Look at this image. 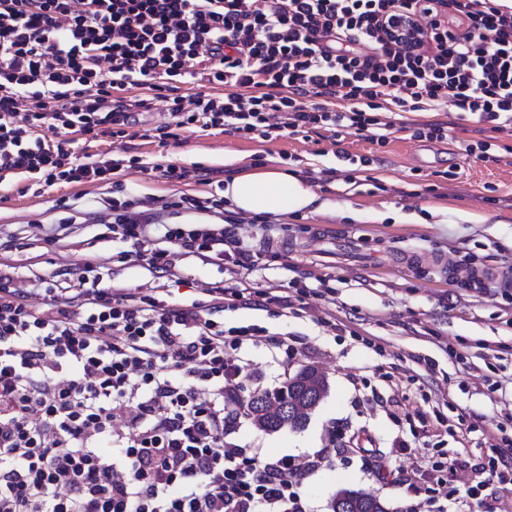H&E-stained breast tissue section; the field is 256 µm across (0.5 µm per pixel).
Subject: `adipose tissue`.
I'll list each match as a JSON object with an SVG mask.
<instances>
[{"instance_id":"ef3b65f1","label":"adipose tissue","mask_w":512,"mask_h":512,"mask_svg":"<svg viewBox=\"0 0 512 512\" xmlns=\"http://www.w3.org/2000/svg\"><path fill=\"white\" fill-rule=\"evenodd\" d=\"M224 197L243 214L315 212L319 197L296 175L274 168L246 169L224 183Z\"/></svg>"}]
</instances>
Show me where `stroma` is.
I'll return each instance as SVG.
<instances>
[{"label": "stroma", "instance_id": "35a3bbf8", "mask_svg": "<svg viewBox=\"0 0 512 512\" xmlns=\"http://www.w3.org/2000/svg\"><path fill=\"white\" fill-rule=\"evenodd\" d=\"M216 90L192 77L157 90L125 88V97L151 106L132 112L130 145L140 162L116 174L115 188L55 185L33 194L25 178L0 180V268L15 273L37 306L48 279L84 263L97 266L103 286L180 303L203 299L209 284H244L255 295L302 288V303L288 315L228 309L224 325L254 324L288 340L284 350L262 342L238 349L248 389H274L314 364L328 392L303 428L264 432L245 418L227 442L298 463L331 449L327 465L300 477L307 512H330L341 488L375 495L390 512H512V487L488 477L493 445L512 439V288L466 283L469 271L512 265V153L486 163L467 157L459 144L480 138L481 126L450 106L394 116L447 122L444 143L398 139L380 149L347 132L265 141L197 127L164 148L149 137L167 122L174 97ZM340 150L349 160L337 159ZM355 155L375 162L361 167ZM143 162L153 171L142 172ZM168 165L177 175H163ZM244 165L298 175L326 209L242 215L228 208L220 216L166 209L185 194L218 193ZM116 200L162 223L235 225L260 261L246 270L181 256L171 276L121 262L129 245L102 222ZM43 224L60 225L54 244L42 241ZM445 458L457 472L439 485L432 466Z\"/></svg>", "mask_w": 512, "mask_h": 512}]
</instances>
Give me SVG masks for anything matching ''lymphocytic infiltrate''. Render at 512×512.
I'll return each instance as SVG.
<instances>
[{"mask_svg":"<svg viewBox=\"0 0 512 512\" xmlns=\"http://www.w3.org/2000/svg\"><path fill=\"white\" fill-rule=\"evenodd\" d=\"M404 13L416 43L385 31ZM195 59L228 91L173 99L178 129L343 128L384 147L398 131L388 113L449 102L493 131L467 156L496 160L498 134L512 136V12L493 0H0V179L110 183L123 159L78 161L72 134L127 137L132 105L116 89L178 80ZM109 218L152 272L183 254L255 264L229 226L169 224L149 248L144 214L116 205ZM74 274L75 295L47 286L41 311L0 271V512H306L288 457L224 440L247 369L229 350L285 341L216 315L265 301L212 287L210 304L169 303L102 287L88 265Z\"/></svg>","mask_w":512,"mask_h":512,"instance_id":"lymphocytic-infiltrate-1","label":"lymphocytic infiltrate"}]
</instances>
